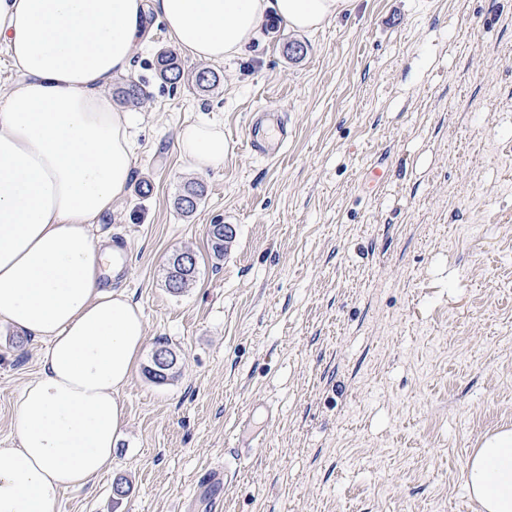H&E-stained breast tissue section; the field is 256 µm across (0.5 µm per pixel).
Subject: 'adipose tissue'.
<instances>
[{
  "mask_svg": "<svg viewBox=\"0 0 512 512\" xmlns=\"http://www.w3.org/2000/svg\"><path fill=\"white\" fill-rule=\"evenodd\" d=\"M348 0H0V50L18 79L0 90V322L47 343L15 401L16 440L0 448V512H55L62 493L112 464L121 391L145 341L139 306L107 290L116 250L93 224L129 192L132 119L104 94L128 74L154 11L171 44L202 61L238 56L267 15L310 31ZM223 129L177 136L203 171L222 165ZM465 481L483 512H512V428L487 436Z\"/></svg>",
  "mask_w": 512,
  "mask_h": 512,
  "instance_id": "obj_1",
  "label": "adipose tissue"
}]
</instances>
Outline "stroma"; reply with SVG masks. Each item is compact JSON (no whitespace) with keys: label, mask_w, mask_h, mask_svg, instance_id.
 <instances>
[{"label":"stroma","mask_w":512,"mask_h":512,"mask_svg":"<svg viewBox=\"0 0 512 512\" xmlns=\"http://www.w3.org/2000/svg\"><path fill=\"white\" fill-rule=\"evenodd\" d=\"M169 48L147 13L129 194L93 227L127 245L109 284L140 305L145 344L111 467L56 512H481L467 459L512 426V0H350L224 62L181 55L174 86L155 68ZM262 111L292 129L274 158L247 143ZM192 121L222 125L223 165L181 159ZM189 181L204 194L186 217ZM213 224L235 230L220 259ZM184 250L198 273L173 294ZM163 345L178 364L158 383ZM45 348L0 324V448ZM203 196L202 186L197 182H187L176 199V207L183 214L193 213ZM187 259L193 260V254L184 251ZM182 252L175 253L170 258L166 276V287L170 292L181 293L193 280L196 271V259L194 262L186 261Z\"/></svg>","instance_id":"obj_1"}]
</instances>
